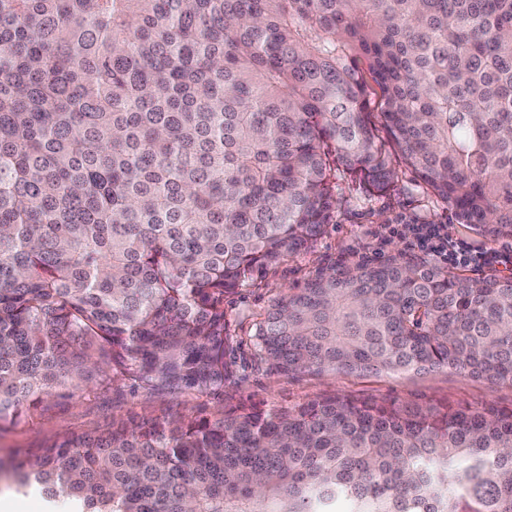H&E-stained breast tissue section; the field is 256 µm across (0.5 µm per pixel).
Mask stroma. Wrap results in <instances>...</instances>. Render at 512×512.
I'll return each instance as SVG.
<instances>
[{
    "mask_svg": "<svg viewBox=\"0 0 512 512\" xmlns=\"http://www.w3.org/2000/svg\"><path fill=\"white\" fill-rule=\"evenodd\" d=\"M343 205L336 220L312 248L295 255L269 273L258 285L241 288L224 299V310L236 335L237 355L248 366L229 381L221 397L131 391L128 382L112 388H86L70 399L47 398L28 416L0 422V460L17 461L26 452L64 436L101 432L113 419L141 423L163 414L192 411L235 412L240 406L286 408L297 403L341 395L358 401L433 404L450 401L472 407L512 408V385H493L482 379L448 370L394 374H302L286 376L256 358L254 316L281 291L297 288L319 272L343 264H356L365 256L383 260L405 254L402 241L386 235L388 225L421 217L448 224L458 237L483 240L473 226L448 221L446 205L434 196L409 169H401L397 187L386 194L368 196L344 185Z\"/></svg>",
    "mask_w": 512,
    "mask_h": 512,
    "instance_id": "stroma-1",
    "label": "stroma"
}]
</instances>
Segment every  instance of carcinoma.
Listing matches in <instances>:
<instances>
[{
  "label": "carcinoma",
  "instance_id": "obj_1",
  "mask_svg": "<svg viewBox=\"0 0 512 512\" xmlns=\"http://www.w3.org/2000/svg\"><path fill=\"white\" fill-rule=\"evenodd\" d=\"M402 162L512 238V0H0V420L120 376L219 397L224 296ZM286 375L512 384V279L320 273L256 323ZM75 512H512V409L358 403L112 421L3 466Z\"/></svg>",
  "mask_w": 512,
  "mask_h": 512
}]
</instances>
